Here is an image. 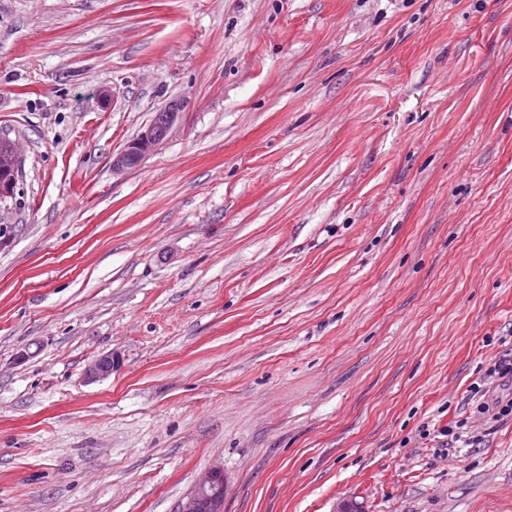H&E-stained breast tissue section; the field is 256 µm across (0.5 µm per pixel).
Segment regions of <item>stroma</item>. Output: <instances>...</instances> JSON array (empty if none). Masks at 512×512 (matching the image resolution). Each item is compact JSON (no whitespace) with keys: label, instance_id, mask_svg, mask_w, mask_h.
<instances>
[{"label":"stroma","instance_id":"35a3bbf8","mask_svg":"<svg viewBox=\"0 0 512 512\" xmlns=\"http://www.w3.org/2000/svg\"><path fill=\"white\" fill-rule=\"evenodd\" d=\"M0 135V512H512V0H0ZM181 104L170 103L157 112L146 129L129 141L125 148L112 156V170L121 173L137 167L167 138L175 125ZM120 362L119 355L115 352H107L98 356L84 371V377L89 382H96L112 374V371ZM492 395L488 396L486 400L480 402L477 406V412L480 414L498 421L504 417L512 415V397ZM224 471L214 468L198 480L180 512H224Z\"/></svg>","mask_w":512,"mask_h":512}]
</instances>
